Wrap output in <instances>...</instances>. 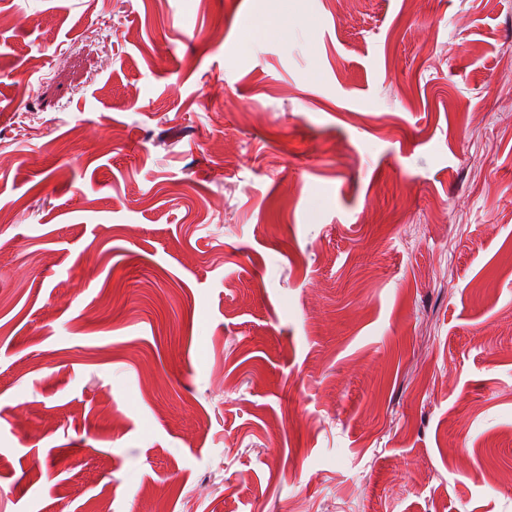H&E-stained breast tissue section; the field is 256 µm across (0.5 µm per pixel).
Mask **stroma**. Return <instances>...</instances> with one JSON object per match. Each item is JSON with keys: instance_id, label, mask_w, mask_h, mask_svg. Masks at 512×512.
Returning a JSON list of instances; mask_svg holds the SVG:
<instances>
[{"instance_id": "35a3bbf8", "label": "stroma", "mask_w": 512, "mask_h": 512, "mask_svg": "<svg viewBox=\"0 0 512 512\" xmlns=\"http://www.w3.org/2000/svg\"><path fill=\"white\" fill-rule=\"evenodd\" d=\"M0 512H512V0H0Z\"/></svg>"}]
</instances>
